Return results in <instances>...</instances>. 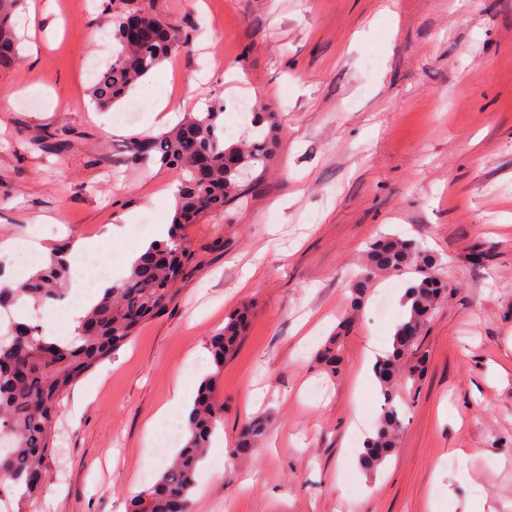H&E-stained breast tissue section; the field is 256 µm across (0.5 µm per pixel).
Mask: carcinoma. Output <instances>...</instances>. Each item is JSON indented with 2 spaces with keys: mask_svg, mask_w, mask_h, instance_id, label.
<instances>
[{
  "mask_svg": "<svg viewBox=\"0 0 512 512\" xmlns=\"http://www.w3.org/2000/svg\"><path fill=\"white\" fill-rule=\"evenodd\" d=\"M22 0H0V70L18 63L17 35L12 21ZM106 22L112 25L117 51L112 64L95 74L91 97L105 108L121 101L137 80L164 60L192 47L187 30H175L138 5L137 0H106ZM140 14L156 33L152 42L129 44L125 22ZM223 105L211 102L204 112H190L160 135L130 142L128 161L134 165L158 164L172 171L178 182L175 211L168 240L155 242L132 265L127 275L82 318L72 336L47 340L30 322L11 321L0 333V472L10 482H0V496L13 489L17 512H26L44 492L47 460L52 448V421L72 386L113 351L127 344L145 321L162 314L178 292L177 284L196 255L185 228L207 214H222L244 197L249 179L265 171L278 145V124L273 112L252 113L258 133L250 140L229 143L224 138ZM67 247L53 248L45 266L17 285L0 287V313L18 304L44 309L63 298L71 264ZM414 267L419 277L405 289L406 314L396 326L391 348L374 364L383 397L375 433L368 438L360 463L379 470L396 448L403 429L396 397L409 394L418 366H403L420 347V338L442 298L447 282L434 272L436 258L412 240L380 238L369 246L366 263L351 284V308L360 306L365 288L379 274ZM249 315L242 308L229 315L224 328L211 339L216 374L198 389L188 421L184 446L159 479L130 502L129 512H191V492L206 448L223 422L218 400V375L224 360L236 349ZM346 321H340L319 350L316 361L331 376L340 370V340ZM266 421L249 422L237 452L255 447Z\"/></svg>",
  "mask_w": 512,
  "mask_h": 512,
  "instance_id": "carcinoma-1",
  "label": "carcinoma"
}]
</instances>
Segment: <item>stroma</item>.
<instances>
[{"instance_id": "1", "label": "stroma", "mask_w": 512, "mask_h": 512, "mask_svg": "<svg viewBox=\"0 0 512 512\" xmlns=\"http://www.w3.org/2000/svg\"><path fill=\"white\" fill-rule=\"evenodd\" d=\"M191 52L96 110L94 70L112 62L103 0H33L17 68L0 71V273L12 240L44 249L118 236L69 287L124 266L171 221L174 175L127 161L161 99L179 112L219 100L267 104L279 124L269 168L244 200L188 225L201 251L164 315L80 379L53 421L52 502L28 512H126L130 484L171 459L144 426L175 384L214 374L209 340L252 312L219 376L224 426L192 492L194 512H512V0H142ZM240 72L245 97L227 94ZM133 212L135 223H123ZM46 223H37V216ZM438 260L448 296L423 331L427 363L398 447L376 473L359 457L382 396L354 387L390 347L412 273L379 275L358 310L351 280L381 235ZM257 268L246 278L247 268ZM351 318L343 369L314 355ZM269 426L236 454L252 391ZM357 432H350L352 414Z\"/></svg>"}]
</instances>
